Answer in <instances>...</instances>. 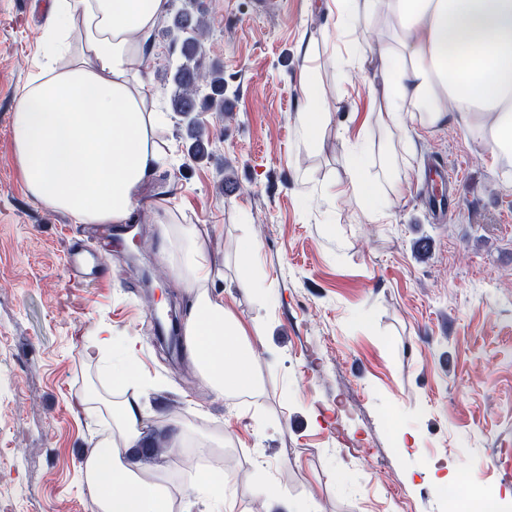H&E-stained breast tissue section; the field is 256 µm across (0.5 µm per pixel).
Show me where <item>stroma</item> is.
I'll use <instances>...</instances> for the list:
<instances>
[{
	"mask_svg": "<svg viewBox=\"0 0 512 512\" xmlns=\"http://www.w3.org/2000/svg\"><path fill=\"white\" fill-rule=\"evenodd\" d=\"M188 0H168L151 33L150 91L166 113L173 164L147 183L135 207L140 242L109 224H77L30 199L10 139L18 90L42 55L49 0H0V512H93L80 482L110 403L124 400L104 362L84 346L99 324L134 336L142 379L143 434L181 436L152 475L173 512H209L183 461L206 435L224 449L203 455L224 477L235 512H281L274 498L305 499L314 512H449L431 482L433 464L459 494L477 488L512 512V180L491 167L483 141L456 123L398 140L366 125L371 72H321L332 112L326 148H305L293 124L301 105L303 50L335 21L326 0H202L205 64L224 71L229 111L199 113L210 130L201 161L188 155L187 121L173 112L166 20ZM365 131L387 223H373L331 187L346 179L343 142ZM443 162L457 202L433 220L419 190ZM183 224H202L217 275L213 294L245 326L261 323L251 395L214 392L187 350L162 349L154 309L185 323L190 296L172 272L154 222L157 204ZM258 251L245 257L242 244ZM100 265L74 284L69 242ZM142 254L157 274L151 288L125 257ZM252 268L270 290L240 285ZM96 391L98 402L80 398ZM176 394L178 413L163 408ZM415 438L401 443L402 428ZM366 448L351 455L337 431ZM266 476L273 498L252 487ZM398 495H391V486Z\"/></svg>",
	"mask_w": 512,
	"mask_h": 512,
	"instance_id": "35a3bbf8",
	"label": "stroma"
}]
</instances>
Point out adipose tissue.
<instances>
[{
    "instance_id": "adipose-tissue-1",
    "label": "adipose tissue",
    "mask_w": 512,
    "mask_h": 512,
    "mask_svg": "<svg viewBox=\"0 0 512 512\" xmlns=\"http://www.w3.org/2000/svg\"><path fill=\"white\" fill-rule=\"evenodd\" d=\"M167 0H50L42 33L46 58L21 88L10 136L15 167L30 198L67 212L78 224L130 223L146 181L168 167L173 147L160 133L166 118L148 91V39ZM337 22L322 43H307L294 116L305 146L324 147L332 123L319 80L322 59L337 72L375 67L371 117L390 133L435 132L455 121L488 147L495 166L512 167V0H335ZM375 30L377 45L358 30ZM348 177L337 195L354 199L383 223L364 134L346 141ZM174 245L169 261L192 302L185 334L194 364L216 392L254 391L253 340L211 294L212 262L198 225L156 214ZM136 341L100 326L90 345L114 383L140 389L128 370ZM138 400L112 407L100 451L82 471L94 512H171L167 492L137 477L124 456L141 443ZM120 429L123 447L112 445Z\"/></svg>"
}]
</instances>
